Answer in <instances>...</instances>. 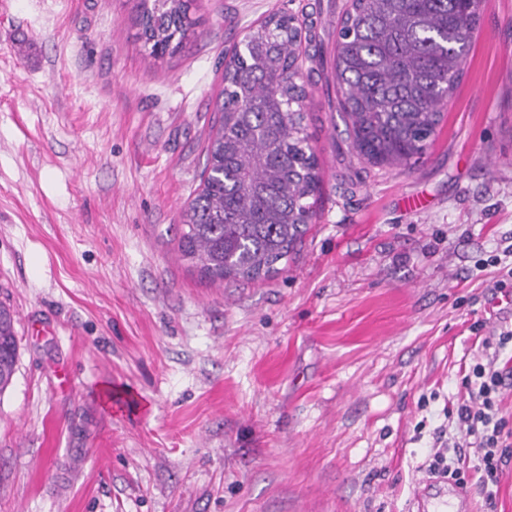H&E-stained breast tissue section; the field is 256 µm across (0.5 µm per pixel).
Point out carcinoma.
Returning a JSON list of instances; mask_svg holds the SVG:
<instances>
[{
	"mask_svg": "<svg viewBox=\"0 0 512 512\" xmlns=\"http://www.w3.org/2000/svg\"><path fill=\"white\" fill-rule=\"evenodd\" d=\"M192 0H137L147 55L188 38ZM486 0H348L334 35L333 80L350 146L371 166L409 171L426 155L458 89ZM308 16L278 12L249 29L224 89L179 253L218 286L260 282L309 230L322 174L309 144L306 60L323 64ZM14 317L0 306V391L17 369Z\"/></svg>",
	"mask_w": 512,
	"mask_h": 512,
	"instance_id": "1",
	"label": "carcinoma"
}]
</instances>
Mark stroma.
<instances>
[{
    "instance_id": "1",
    "label": "stroma",
    "mask_w": 512,
    "mask_h": 512,
    "mask_svg": "<svg viewBox=\"0 0 512 512\" xmlns=\"http://www.w3.org/2000/svg\"><path fill=\"white\" fill-rule=\"evenodd\" d=\"M346 2L194 0L154 60L135 0H0V512H410L435 430L464 442L445 413L512 325V0L411 172L362 166L308 84L322 190L278 275L218 288L178 254L226 50L302 9L332 43ZM466 464L472 512H512V462L491 505ZM14 322L9 309L0 306V391L11 383L17 369L18 341Z\"/></svg>"
}]
</instances>
